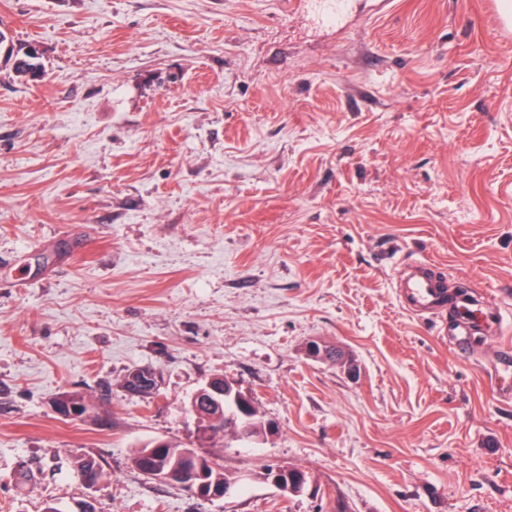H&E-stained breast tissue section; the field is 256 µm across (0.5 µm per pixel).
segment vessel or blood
<instances>
[{
  "mask_svg": "<svg viewBox=\"0 0 512 512\" xmlns=\"http://www.w3.org/2000/svg\"><path fill=\"white\" fill-rule=\"evenodd\" d=\"M401 307L415 316L442 318L441 335L450 337L457 352H467L473 336L501 332L503 319L472 297H450L438 266L418 260L400 270L396 279Z\"/></svg>",
  "mask_w": 512,
  "mask_h": 512,
  "instance_id": "b4317fda",
  "label": "vessel or blood"
}]
</instances>
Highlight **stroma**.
Here are the masks:
<instances>
[{
    "mask_svg": "<svg viewBox=\"0 0 512 512\" xmlns=\"http://www.w3.org/2000/svg\"><path fill=\"white\" fill-rule=\"evenodd\" d=\"M496 0H355L342 30L284 0H0L45 78L0 64V512H512V37ZM442 264L507 334L458 355L398 302ZM23 287H12L16 276ZM354 369L315 361L308 341ZM160 379L151 403L120 386ZM224 376L272 436L202 500L133 452L187 445ZM95 397L79 419L62 393ZM307 472L283 496L266 465ZM134 372V373H133ZM139 373V374H142V375H147V376H150L153 378V380L156 379V375L155 373L149 369V368H146V367H142V368H137V369H134V370H131L129 371L127 374H125V376L123 377V380H122V383H121V387L124 388V390L131 396H137L139 398H141V401L143 402H146V403H149L150 401L148 399H154L156 396L159 395V392H160V389H158L156 392H146L148 390H150L152 387H153V384L151 382H145L141 379H136L135 378V375L136 373ZM132 373V374H131ZM131 374V375H130ZM130 375L129 377V380L135 385V386H148L146 387L144 390L145 391H139V392H129L128 391V387L126 385V380H127V377Z\"/></svg>",
    "mask_w": 512,
    "mask_h": 512,
    "instance_id": "obj_1",
    "label": "stroma"
}]
</instances>
